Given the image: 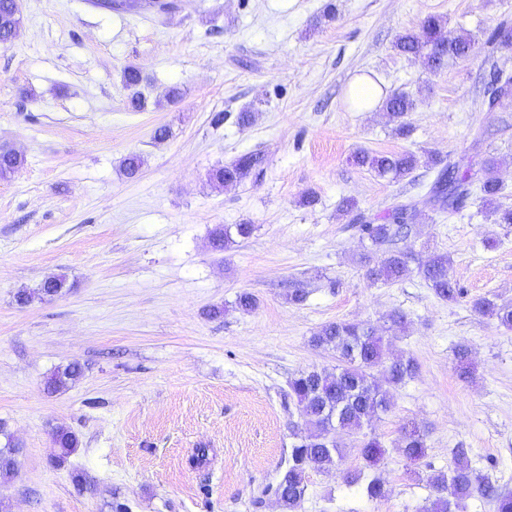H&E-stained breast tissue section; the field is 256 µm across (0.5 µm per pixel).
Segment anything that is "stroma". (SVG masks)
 Segmentation results:
<instances>
[{"mask_svg":"<svg viewBox=\"0 0 512 512\" xmlns=\"http://www.w3.org/2000/svg\"><path fill=\"white\" fill-rule=\"evenodd\" d=\"M174 2L168 13H124L94 0H19L22 24L0 45V143L24 158L0 179V424L23 450L17 475L0 479V512H112L115 502L128 512H282L273 490L307 433L288 383L336 365L311 337L336 321L379 325L395 310L408 324L390 352L419 371L391 389V412L371 426L386 448L376 473L387 493L370 500L347 486L362 462L343 436L342 463L310 472L295 512H419L428 475L453 467L457 448L512 491V331L470 306L487 294L512 300V228L475 200L454 215L426 204L432 169L389 181L353 162L361 151L413 152L445 165L476 148L496 159L497 203L512 208V101L491 110L484 96L494 69L512 72V53L484 50L434 74L393 48L431 15L486 41L512 25V0ZM130 65L144 78L139 111L122 80ZM358 75L414 98L407 136L381 106L353 103ZM175 85L182 96L167 98ZM242 112L254 113L249 126L238 125ZM250 152L265 157L260 178L210 182ZM131 154L143 160L132 177ZM409 202L417 216L401 249L449 254L459 301L417 275L367 280L360 224ZM233 224L254 231L214 249L213 229ZM59 274L62 295L17 303ZM298 287L307 297L296 304L288 292ZM243 292L253 309L237 307ZM463 343L468 380L453 355ZM68 365L79 375L46 390ZM408 421L427 443L417 463L397 450ZM60 427L79 439L62 464Z\"/></svg>","mask_w":512,"mask_h":512,"instance_id":"1","label":"stroma"}]
</instances>
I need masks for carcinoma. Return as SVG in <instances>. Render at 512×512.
Instances as JSON below:
<instances>
[{
  "label": "carcinoma",
  "instance_id": "cac0c4a2",
  "mask_svg": "<svg viewBox=\"0 0 512 512\" xmlns=\"http://www.w3.org/2000/svg\"><path fill=\"white\" fill-rule=\"evenodd\" d=\"M140 0H101L98 7L110 11L132 12L140 9ZM21 22L16 0H0V39L9 36ZM444 21L438 16H429L418 31L401 35L394 49L402 54L420 56L427 68L438 73L448 65V59L466 60L475 54V42L467 35L444 33ZM490 43L496 48L512 50V27L506 23L498 26L491 35ZM124 84L130 91L129 102L132 108L142 109L146 98L141 91V72L128 67L123 74ZM512 99V76L497 72L488 89V108H496L504 99ZM384 107L396 123V131L404 135L409 131L406 116L413 111V98L405 92H392ZM354 161L367 167L380 178L400 179L416 169L420 164L437 165L433 157L421 158L414 153L370 154L360 152ZM24 159L6 151L0 153V178H6L21 166ZM265 158L260 153L242 155L215 169L212 179L220 185L240 184L263 171ZM494 158H478L472 155L458 162L448 164L437 172L429 189L427 202L450 213L457 212L469 196L470 187L477 185L478 199L482 206L492 210L495 223L512 226V209H501L494 205L503 190L502 183L494 176ZM416 206L397 204L384 222H367L360 225V232L371 246L384 250L383 260L367 269V278L373 282L394 284L412 274H418L442 300L456 302L462 291L448 276L451 258L446 253H433L424 263H417L408 252L395 246L396 241L409 233V226L415 218ZM252 233L250 224H234L216 228L213 244L227 248L234 237L247 239ZM65 278L60 276L52 283L43 282L37 292L23 291L17 296L21 304H28L37 297H55L62 293ZM472 308L478 314L494 320L499 326L512 330V301H504L498 296H482L472 301ZM389 325L377 328L369 322L336 321L324 325L311 338L313 346L336 353L337 365L332 371L311 370L300 373L289 382L288 397L296 402L300 417L310 427L307 436L291 448L288 467L284 471L276 489L283 512H295L304 499L311 471H325L336 467L343 455L336 441V434L347 432L357 434L364 424L379 419L391 411L392 399L389 391L381 388L375 377L380 372L385 383L397 387L414 377L418 366L411 357H390L391 337L402 331L407 323L401 311L393 312L388 318ZM456 369L459 376L471 374L469 350L465 345L454 351ZM79 370L74 366L56 369L48 378L47 388L56 391L75 378ZM398 447L412 462L426 456L424 434L412 422L401 428ZM0 436L6 439L0 445V477L12 476L18 467L21 448L6 433L0 424ZM55 445L59 448L57 461L61 464L76 451L77 436L59 428L54 433ZM357 452L365 466L375 468L385 455V448L375 435L363 436L357 440ZM467 449L457 448L454 453L459 460L448 472H438L428 476V484L434 495L423 506V512H466L468 500L477 494L491 499L495 512H512V493H500L490 482L475 473L461 460Z\"/></svg>",
  "mask_w": 512,
  "mask_h": 512
}]
</instances>
